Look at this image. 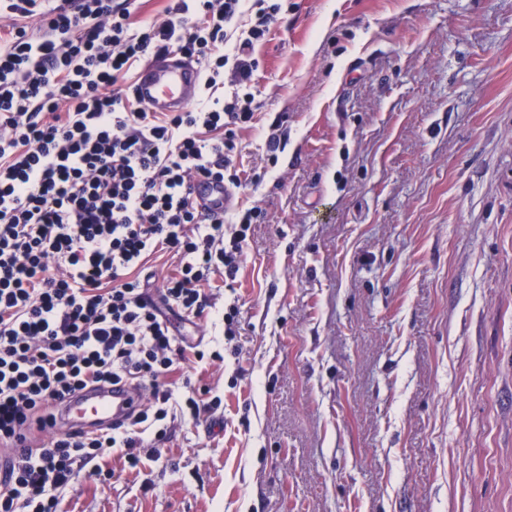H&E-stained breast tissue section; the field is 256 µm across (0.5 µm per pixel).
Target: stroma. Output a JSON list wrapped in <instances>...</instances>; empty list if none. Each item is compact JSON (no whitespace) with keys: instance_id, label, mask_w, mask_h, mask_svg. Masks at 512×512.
I'll return each instance as SVG.
<instances>
[{"instance_id":"1","label":"stroma","mask_w":512,"mask_h":512,"mask_svg":"<svg viewBox=\"0 0 512 512\" xmlns=\"http://www.w3.org/2000/svg\"><path fill=\"white\" fill-rule=\"evenodd\" d=\"M257 53L240 330L172 376L221 404L62 512H512V0H288Z\"/></svg>"}]
</instances>
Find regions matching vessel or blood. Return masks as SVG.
<instances>
[{
    "label": "vessel or blood",
    "mask_w": 512,
    "mask_h": 512,
    "mask_svg": "<svg viewBox=\"0 0 512 512\" xmlns=\"http://www.w3.org/2000/svg\"><path fill=\"white\" fill-rule=\"evenodd\" d=\"M201 86V69L195 60L175 52H163L152 55L143 64L133 93L152 111L180 112L198 97ZM197 200L203 206L227 209L235 204L236 193L228 186L207 182L200 187ZM140 394L133 383L90 387L69 399L62 417L77 431L103 430L138 409Z\"/></svg>",
    "instance_id": "vessel-or-blood-1"
}]
</instances>
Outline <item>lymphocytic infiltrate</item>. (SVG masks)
Here are the masks:
<instances>
[{
  "instance_id": "obj_1",
  "label": "lymphocytic infiltrate",
  "mask_w": 512,
  "mask_h": 512,
  "mask_svg": "<svg viewBox=\"0 0 512 512\" xmlns=\"http://www.w3.org/2000/svg\"><path fill=\"white\" fill-rule=\"evenodd\" d=\"M287 10L288 0H173L144 21L130 0H0L18 18L0 35V512H60L77 476L106 479L100 459L139 468L137 448L166 438L169 415L207 410L190 380L179 396L169 378L224 355L184 345L174 323L211 319L207 288L217 274L236 280L263 213L208 216L194 185L245 188L254 50ZM167 51L201 67L192 109L149 111L125 85ZM157 252L178 268L154 294L140 275ZM121 381L144 394L127 422L57 427L67 397Z\"/></svg>"
}]
</instances>
